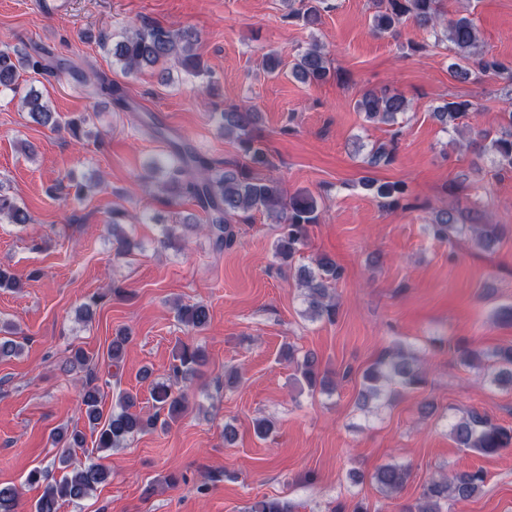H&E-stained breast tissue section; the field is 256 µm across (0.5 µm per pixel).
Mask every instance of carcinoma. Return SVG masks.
<instances>
[{
    "instance_id": "cac0c4a2",
    "label": "carcinoma",
    "mask_w": 512,
    "mask_h": 512,
    "mask_svg": "<svg viewBox=\"0 0 512 512\" xmlns=\"http://www.w3.org/2000/svg\"><path fill=\"white\" fill-rule=\"evenodd\" d=\"M408 20L437 33V26L440 25V0H386L384 9L373 15L372 27L378 34L393 33ZM446 38L454 50V62L451 64L454 76L464 80H478L490 74L512 72L511 66L479 51L478 30L469 16L459 15L448 20ZM195 41L196 36L190 30L144 23L138 28L127 30L112 44V57L124 72L152 69L158 72L163 83L170 79L169 64L172 62L181 65L193 76L207 75L209 69L203 65L200 56L194 53ZM45 69L46 65L38 57L14 54L7 49L0 50L1 88L14 91L21 73ZM291 74L296 80L309 85L327 81L331 70L323 47L314 42L298 54ZM96 90L119 105L126 106L124 93L112 81L98 79ZM21 104L27 108L30 119L39 125L53 129L64 127L72 132L77 129L74 121L60 124L37 91L22 96ZM355 108L369 121L391 123L409 109V102L401 94L366 91L355 102ZM473 110L475 107L468 100L448 101L437 108L434 116L445 126L453 125ZM215 117L224 127V136L238 145L244 163L219 168L195 150L174 143L166 160L157 159L147 167L146 177L152 178L160 171L172 192L179 197L188 196L195 200L206 215L208 231L218 250L235 242L232 221L237 216L249 211L268 214L279 225V236L273 245L274 257L293 262L306 244L309 226L317 222V200L305 192L287 196L280 181L256 175L257 171L269 165L266 152L252 135L259 120L258 113L250 108L232 106L215 113ZM473 133L475 138L472 143L479 145L484 152L488 150L493 153L501 167L512 170L511 110L505 113V123L496 137L492 138L489 133L479 129L473 130ZM374 190L378 197L393 203L398 202L405 193V187L396 182L376 184ZM2 219L10 224L29 223L27 210L14 197L0 191ZM464 227L462 216L455 210L446 209L435 215L428 231L433 238L447 242L452 235L462 232ZM471 230L478 245L484 249H490L498 242L496 224H477ZM110 232L117 254L124 253L129 245V237L115 219L112 220ZM297 275L305 290L309 317L335 321L338 302L330 294L329 286L342 277V267L334 258L325 254L316 260V268L300 266ZM175 310L178 320L191 332H200L210 323L209 308L201 302L179 303ZM129 341L130 336L124 330L112 337L107 351L112 365L117 366L123 361ZM285 357L294 365L296 382L306 387L309 393L323 392L330 387L331 381L321 370L318 357L313 352L299 355L289 347ZM457 358L461 364L472 368L485 362L492 363L496 370L488 378L489 385L506 391L512 390V345L486 353L459 349ZM205 362L206 356L200 347L181 343L171 367L174 382L194 377ZM70 367L85 372L80 393L81 412L91 430L97 433L99 448H118L136 434L150 433L159 427L164 429L186 411L185 394L173 389L170 383L157 382L152 386L154 412L144 414L132 411L135 399L127 393L119 397L118 409L112 410V414L105 419L100 408L104 387L98 384L99 378L90 367V357L84 350L77 349L70 359ZM392 382L403 389H414L425 383L424 370L419 366L417 356L402 345L384 352L365 371L363 384L357 394V404L364 408L374 401L393 399L394 394L385 390V386ZM448 432L458 447L485 455L512 447V429L493 422L475 408L460 416L449 415ZM54 440L59 446L58 462L70 469V472L57 480L41 468L29 471L26 482L43 486V493L35 503L34 512H58L64 502L78 503L110 476L109 470L101 465L75 463V449L85 445V435L81 430L74 428L65 432L58 431ZM409 477L407 466L394 463L378 468L371 475V480L385 498L392 499L404 489ZM485 479L486 475L481 469L435 474L422 484L416 504L408 507L407 512H447L450 505L479 495ZM18 498L19 490L15 485L0 484V512H16ZM250 512H290V508L288 503L273 498L257 502Z\"/></svg>"
}]
</instances>
